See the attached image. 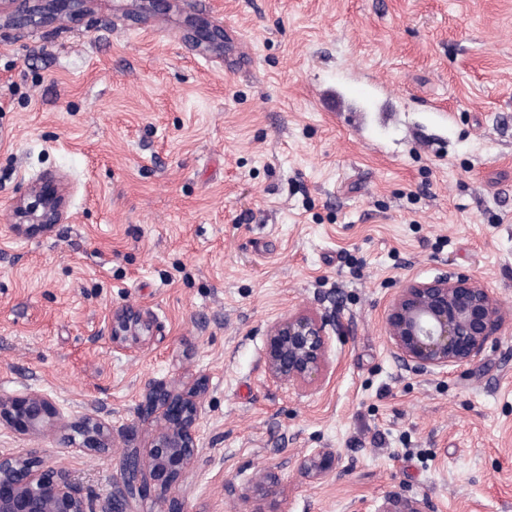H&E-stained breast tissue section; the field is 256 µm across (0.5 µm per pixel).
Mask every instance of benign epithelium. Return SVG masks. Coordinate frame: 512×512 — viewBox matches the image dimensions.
<instances>
[{"label":"benign epithelium","instance_id":"benign-epithelium-1","mask_svg":"<svg viewBox=\"0 0 512 512\" xmlns=\"http://www.w3.org/2000/svg\"><path fill=\"white\" fill-rule=\"evenodd\" d=\"M87 0H0V15L13 27H43L60 16H77ZM184 39L205 51L224 49V29L204 20H190ZM64 189L61 181L48 179L32 184L18 196L12 210L15 233L26 224L50 231L62 223ZM385 324L394 356L415 374L431 373L449 366L479 360L488 342L503 329L497 299L469 275L439 276L410 281L389 302ZM109 340L118 351L142 348L155 334L156 323L141 307L121 305L109 316ZM326 321L315 313L299 311L273 323L267 330L266 367L275 380L301 388L317 383L326 368ZM209 380L199 376L180 389L162 381L145 386V399L128 429L151 426L150 448L143 456L135 448L119 457V476L112 482L109 512H128L137 499L146 496L145 473L164 485L182 479L199 454L197 428L202 414V396ZM0 424L21 426L22 434L50 436L56 448H83L106 453L114 447L106 424L87 414L65 420L46 393L27 389L18 395H0ZM336 451L317 448L299 460L298 469L308 476H325L336 469ZM268 475L255 482L251 512H276L267 503ZM0 512H86L70 471L47 459L41 448L19 455H0ZM379 512H429L425 502L390 498Z\"/></svg>","mask_w":512,"mask_h":512}]
</instances>
